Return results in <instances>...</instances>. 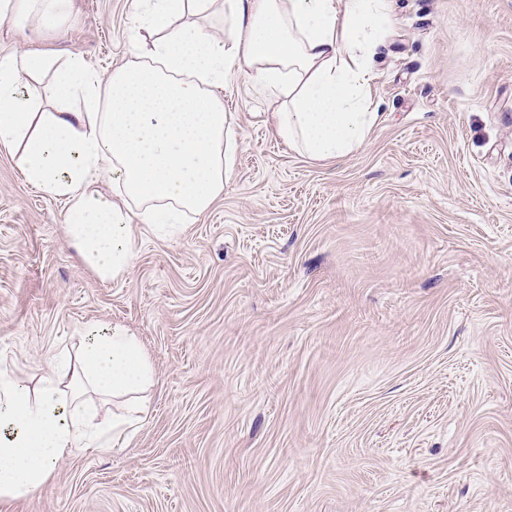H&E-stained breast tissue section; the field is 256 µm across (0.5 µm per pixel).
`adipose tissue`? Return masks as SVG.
<instances>
[{
    "mask_svg": "<svg viewBox=\"0 0 512 512\" xmlns=\"http://www.w3.org/2000/svg\"><path fill=\"white\" fill-rule=\"evenodd\" d=\"M392 0H136L134 52L108 77L80 54L0 55V149L26 180L66 198L64 232L99 279L129 274L141 235L177 234L224 191L233 126L227 76L263 86L272 132L310 161L340 162L366 145L372 58ZM72 0H0V27L60 31ZM222 18L223 32L212 20ZM54 70L52 111L22 81ZM37 387L0 370V501L40 492L84 448L111 453L145 419L153 365L121 327L87 326L77 354L51 356ZM122 412L99 418L102 403Z\"/></svg>",
    "mask_w": 512,
    "mask_h": 512,
    "instance_id": "1",
    "label": "adipose tissue"
}]
</instances>
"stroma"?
Masks as SVG:
<instances>
[{
	"label": "stroma",
	"instance_id": "stroma-1",
	"mask_svg": "<svg viewBox=\"0 0 512 512\" xmlns=\"http://www.w3.org/2000/svg\"><path fill=\"white\" fill-rule=\"evenodd\" d=\"M365 147L317 163L224 83L208 212L100 281L65 203L0 150V365L37 384L86 326L139 336L149 414L0 512H512V0H393ZM133 0H73L0 54L130 56Z\"/></svg>",
	"mask_w": 512,
	"mask_h": 512
}]
</instances>
